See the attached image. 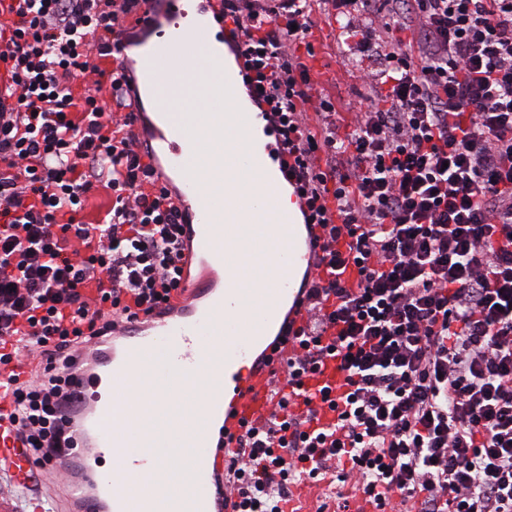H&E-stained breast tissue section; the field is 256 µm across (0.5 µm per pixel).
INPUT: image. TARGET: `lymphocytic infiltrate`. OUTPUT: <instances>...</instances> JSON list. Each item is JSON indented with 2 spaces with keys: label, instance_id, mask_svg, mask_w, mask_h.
Listing matches in <instances>:
<instances>
[{
  "label": "lymphocytic infiltrate",
  "instance_id": "f902f5d3",
  "mask_svg": "<svg viewBox=\"0 0 512 512\" xmlns=\"http://www.w3.org/2000/svg\"><path fill=\"white\" fill-rule=\"evenodd\" d=\"M320 3L366 89L348 125L298 56ZM154 8L0 0V363L17 340L45 355L13 390L41 468L66 441L75 347L153 311L181 278L185 217L168 190L146 189L129 90L98 64L129 15ZM223 14L293 158L284 178L328 230L286 383L329 357L345 374L318 398L333 428L288 413L284 391L280 414L227 449L235 512H285L295 486L331 471L379 512L397 498L414 512H512V0H224ZM98 190L112 204L89 224Z\"/></svg>",
  "mask_w": 512,
  "mask_h": 512
}]
</instances>
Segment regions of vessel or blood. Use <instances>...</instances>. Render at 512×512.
<instances>
[{"mask_svg":"<svg viewBox=\"0 0 512 512\" xmlns=\"http://www.w3.org/2000/svg\"><path fill=\"white\" fill-rule=\"evenodd\" d=\"M167 29L159 32L139 59H131L127 36L118 39V65L133 78L135 126L150 144L152 165L159 184L170 189L179 208L189 214L184 227L181 285L168 304L131 322L115 323L108 335L92 338L76 357L77 397L63 425L75 444L81 476L55 512H222L229 493L218 483L226 464L222 454H211V433L220 430L233 440L244 429L267 424L277 409L274 389L279 369L299 353L293 332L277 331L274 344L263 354L252 347L267 334L271 323L294 328L307 318L299 292L301 282H313L327 231L318 224H298L290 209L275 206L277 184L269 180L244 192L219 195L203 185L192 167V156L203 133L232 120L243 131L242 166L262 160L273 171L288 163L281 134L263 114L235 112L224 116L220 105L232 91L230 81L210 82L222 70L223 52L211 39L220 0H161ZM194 83L199 94L191 112L172 118L169 112L149 116L140 106L163 84ZM273 270L264 287L243 301L238 286L245 272ZM246 311L249 328L238 334L239 311ZM226 336L223 347L205 348L209 336ZM165 346L178 379L161 387V398H179L193 426L178 437V458L157 457L153 462L134 454L137 419L145 409L132 390L150 385L138 368L144 352ZM0 369V469L15 486H37L32 512H44L41 497L50 495L47 479L30 461L25 445L10 419L13 398ZM343 374L336 358L305 380L310 392L328 388L338 393ZM191 467L193 485L169 503L164 488L152 486L155 470Z\"/></svg>","mask_w":512,"mask_h":512,"instance_id":"b4317fda","label":"vessel or blood"}]
</instances>
